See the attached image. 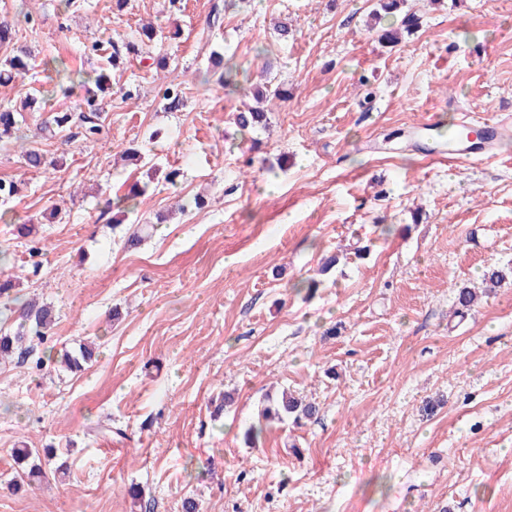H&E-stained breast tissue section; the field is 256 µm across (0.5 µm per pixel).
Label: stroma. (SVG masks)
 I'll return each mask as SVG.
<instances>
[{
	"instance_id": "stroma-1",
	"label": "stroma",
	"mask_w": 512,
	"mask_h": 512,
	"mask_svg": "<svg viewBox=\"0 0 512 512\" xmlns=\"http://www.w3.org/2000/svg\"><path fill=\"white\" fill-rule=\"evenodd\" d=\"M181 2L0 0V61L23 47L36 64L0 106L46 101L0 143V179L22 185L0 201V327L33 299L55 315L31 356L0 363V512H183L190 497L199 512H512V279L482 282L512 268V139L455 163L409 140L437 111L512 116V0H407L422 24L393 47L366 27L373 0H227L215 28V0ZM148 21L160 37L113 72L100 139L42 132ZM215 51L238 89L203 83ZM264 73L289 96L240 131ZM132 145L147 165L120 159ZM25 147L59 168L27 167ZM135 182L148 190L129 208ZM463 285L478 303L460 317ZM87 341L96 361L59 366ZM284 389L318 414L245 447ZM16 448L54 449L68 476L11 492Z\"/></svg>"
}]
</instances>
